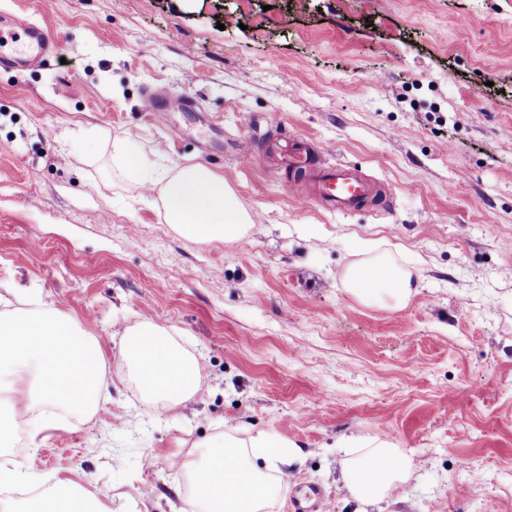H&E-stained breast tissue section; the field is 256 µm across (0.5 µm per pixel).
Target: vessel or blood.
Returning <instances> with one entry per match:
<instances>
[{"label": "vessel or blood", "instance_id": "b4317fda", "mask_svg": "<svg viewBox=\"0 0 512 512\" xmlns=\"http://www.w3.org/2000/svg\"><path fill=\"white\" fill-rule=\"evenodd\" d=\"M50 28V23L43 22L27 26L19 34L0 23V68L22 70L45 64L59 49ZM278 153L288 174L289 190L301 203L348 213L367 207L381 193L380 186L361 170L343 163L318 164L307 138H295Z\"/></svg>", "mask_w": 512, "mask_h": 512}]
</instances>
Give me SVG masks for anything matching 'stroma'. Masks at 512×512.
<instances>
[{
  "label": "stroma",
  "mask_w": 512,
  "mask_h": 512,
  "mask_svg": "<svg viewBox=\"0 0 512 512\" xmlns=\"http://www.w3.org/2000/svg\"><path fill=\"white\" fill-rule=\"evenodd\" d=\"M2 15L51 22L59 54L0 70V312L76 320L106 369L89 422L25 432L0 462L111 512H186L169 459L233 426L295 448L267 512L310 485L355 512L346 451L383 439L413 467L383 512H512V0H0ZM149 86L199 109L145 112ZM299 135L390 184L386 208L301 205L275 160L231 152ZM122 144L155 172L222 174L260 217L250 239L176 234ZM356 239L415 261L405 308L348 294ZM143 319L203 372L155 418L119 352Z\"/></svg>",
  "instance_id": "35a3bbf8"
}]
</instances>
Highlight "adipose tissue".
Segmentation results:
<instances>
[{"instance_id": "adipose-tissue-1", "label": "adipose tissue", "mask_w": 512, "mask_h": 512, "mask_svg": "<svg viewBox=\"0 0 512 512\" xmlns=\"http://www.w3.org/2000/svg\"><path fill=\"white\" fill-rule=\"evenodd\" d=\"M147 185L159 187L166 223L195 242H239L255 226L223 175L207 167L190 164L150 178ZM353 251L356 259L344 276L347 291L366 305L405 307L418 287L414 267L373 243H356ZM120 354L147 398L164 409L181 407L200 389L203 373L194 355L152 322L127 328ZM104 368L97 340L75 323L48 310L0 313V392L7 393L13 409L12 418L0 423V435L51 427L49 406L90 416ZM291 454L287 441L264 433L242 439L230 429L189 450L179 461L195 488L189 512H266L281 490L270 472ZM411 475L410 462L389 442L377 441L344 461L341 482L358 504L376 505ZM25 512L105 509L79 496L71 482L57 480Z\"/></svg>"}]
</instances>
